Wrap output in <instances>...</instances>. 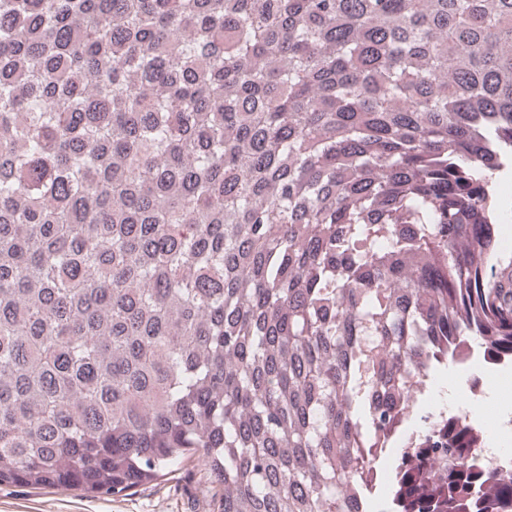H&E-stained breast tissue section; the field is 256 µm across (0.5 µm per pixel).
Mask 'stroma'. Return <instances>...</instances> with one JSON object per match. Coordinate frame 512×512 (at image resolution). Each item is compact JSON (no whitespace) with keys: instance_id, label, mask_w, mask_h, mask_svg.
<instances>
[{"instance_id":"1","label":"stroma","mask_w":512,"mask_h":512,"mask_svg":"<svg viewBox=\"0 0 512 512\" xmlns=\"http://www.w3.org/2000/svg\"><path fill=\"white\" fill-rule=\"evenodd\" d=\"M498 253L512 259V162L496 174L491 190ZM479 377L484 394L478 406L488 404L489 394H501L504 379L512 380V364L495 365L475 352L466 365L448 362L432 372L419 397L418 409L410 425L424 429L425 420L440 414H455L461 409L460 396L438 399L441 384L463 377ZM220 485L201 466L194 455L184 456L164 470L156 481L120 494L86 495L78 491L32 489L17 484H0V512H212L213 500L221 493Z\"/></svg>"}]
</instances>
